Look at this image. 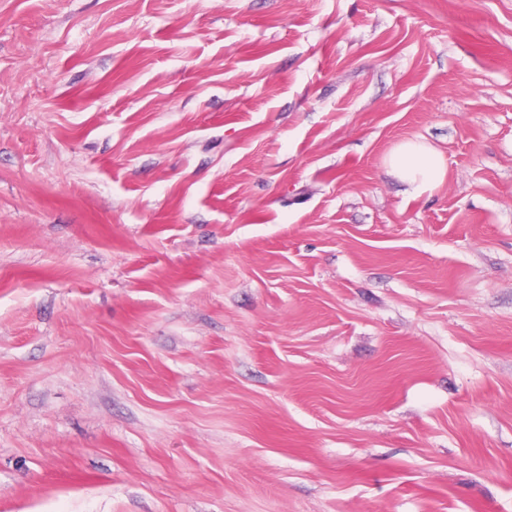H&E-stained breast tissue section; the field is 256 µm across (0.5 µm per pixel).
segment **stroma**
<instances>
[{
	"label": "stroma",
	"instance_id": "1",
	"mask_svg": "<svg viewBox=\"0 0 512 512\" xmlns=\"http://www.w3.org/2000/svg\"><path fill=\"white\" fill-rule=\"evenodd\" d=\"M0 512H512V0H0ZM387 164L391 172L408 184L416 196L446 176L442 155L418 139L401 142L387 159Z\"/></svg>",
	"mask_w": 512,
	"mask_h": 512
}]
</instances>
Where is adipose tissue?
<instances>
[{"label": "adipose tissue", "mask_w": 512, "mask_h": 512, "mask_svg": "<svg viewBox=\"0 0 512 512\" xmlns=\"http://www.w3.org/2000/svg\"><path fill=\"white\" fill-rule=\"evenodd\" d=\"M393 174L408 184L414 194H421L429 186L446 176L442 155L418 139L401 142L387 160Z\"/></svg>", "instance_id": "ef3b65f1"}]
</instances>
